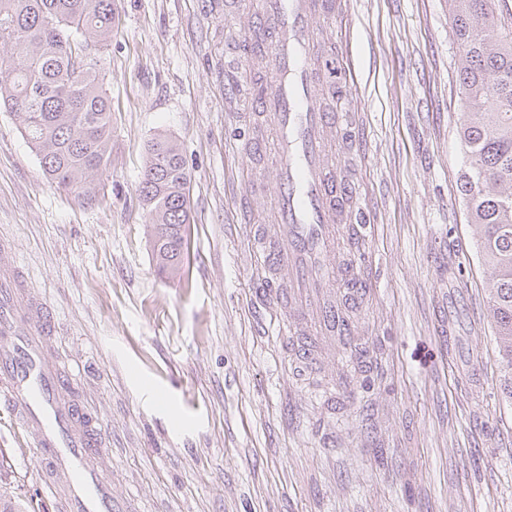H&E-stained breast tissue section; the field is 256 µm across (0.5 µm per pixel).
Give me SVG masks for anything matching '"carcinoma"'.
<instances>
[{
    "label": "carcinoma",
    "instance_id": "1",
    "mask_svg": "<svg viewBox=\"0 0 512 512\" xmlns=\"http://www.w3.org/2000/svg\"><path fill=\"white\" fill-rule=\"evenodd\" d=\"M465 162L460 194L479 230L477 257L491 267L490 314L503 399L512 404V32L498 0H452ZM115 0H0V110L19 120L45 175L87 201L112 164V111L97 55L112 38ZM183 150L159 135L148 144L139 198L152 223L160 275L180 270L190 223Z\"/></svg>",
    "mask_w": 512,
    "mask_h": 512
}]
</instances>
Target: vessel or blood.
Masks as SVG:
<instances>
[{
  "label": "vessel or blood",
  "instance_id": "obj_1",
  "mask_svg": "<svg viewBox=\"0 0 512 512\" xmlns=\"http://www.w3.org/2000/svg\"><path fill=\"white\" fill-rule=\"evenodd\" d=\"M259 48L245 73L265 66L260 94L237 97L236 116L252 122L256 143L276 137V188L265 205L271 225H250L255 266L274 285L280 335L296 334L292 352L301 370L324 354L349 347L361 325L370 290L359 275L370 251L360 230L363 208L357 185L334 167L332 149L345 162L358 158L357 139L339 128L325 102L326 75L351 76L347 58L325 48L328 35L349 33L347 0H234ZM50 306L30 296L22 279L0 274V408L25 428L22 442L43 464L41 481L56 512H117L102 462L110 443L102 422L85 416L67 396L66 373L46 355L53 333ZM354 371L337 373L328 407L351 402Z\"/></svg>",
  "mask_w": 512,
  "mask_h": 512
}]
</instances>
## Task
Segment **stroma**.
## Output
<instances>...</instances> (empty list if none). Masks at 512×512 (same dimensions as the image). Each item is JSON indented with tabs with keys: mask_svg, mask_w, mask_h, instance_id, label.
I'll list each match as a JSON object with an SVG mask.
<instances>
[{
	"mask_svg": "<svg viewBox=\"0 0 512 512\" xmlns=\"http://www.w3.org/2000/svg\"><path fill=\"white\" fill-rule=\"evenodd\" d=\"M100 55L112 165L87 203L44 175L0 112V267L50 304L48 356L112 442L124 512H512V404L457 185L448 0H352L349 45L374 257L357 400L329 413L257 306L245 191L253 142L233 92L250 22L224 0H117ZM192 173L183 274L161 277L136 189L149 141ZM456 352H449V343ZM21 425L0 410V510L54 512Z\"/></svg>",
	"mask_w": 512,
	"mask_h": 512,
	"instance_id": "obj_1",
	"label": "stroma"
}]
</instances>
